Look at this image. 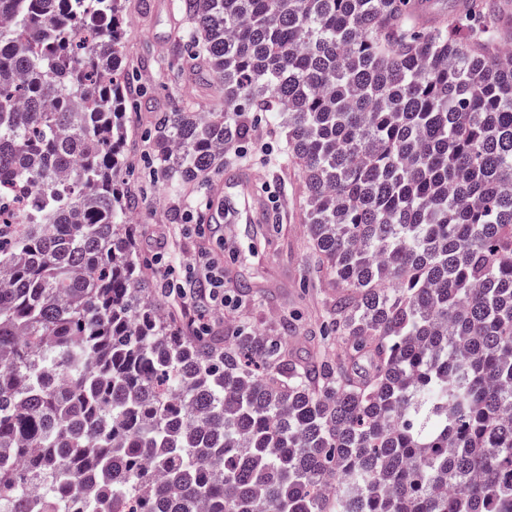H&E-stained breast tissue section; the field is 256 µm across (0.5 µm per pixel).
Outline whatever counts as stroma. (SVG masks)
Instances as JSON below:
<instances>
[{"label":"stroma","mask_w":512,"mask_h":512,"mask_svg":"<svg viewBox=\"0 0 512 512\" xmlns=\"http://www.w3.org/2000/svg\"><path fill=\"white\" fill-rule=\"evenodd\" d=\"M179 2L122 0L123 57L135 105L124 115L125 165L119 179L136 200L137 248L152 299L160 314L185 335H194L198 323L206 322L212 338L220 341L246 324L285 336L289 355L306 360L315 350L311 332L335 300L336 287L317 271L310 255L304 183L297 172L277 165L284 140L276 126L265 118L255 120L242 157L224 163L225 169L249 167L259 175L268 210L263 224L213 219L206 207V182L176 187L171 173L156 160L150 131L160 113L188 102L208 111L219 108L224 98L219 83L198 81L173 54L179 36L190 26ZM190 224L203 225V235L188 233ZM202 252L223 265L224 291L242 296V303L225 308L196 305L167 288L166 261L189 265ZM291 313L298 316L295 326L282 330L283 316Z\"/></svg>","instance_id":"1"}]
</instances>
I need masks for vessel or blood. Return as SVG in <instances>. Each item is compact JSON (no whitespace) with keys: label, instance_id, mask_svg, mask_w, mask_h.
<instances>
[{"label":"vessel or blood","instance_id":"1","mask_svg":"<svg viewBox=\"0 0 512 512\" xmlns=\"http://www.w3.org/2000/svg\"><path fill=\"white\" fill-rule=\"evenodd\" d=\"M206 203L221 208L228 222L234 224H255L265 219V204L257 190V178L249 169H238L229 177L212 181Z\"/></svg>","mask_w":512,"mask_h":512}]
</instances>
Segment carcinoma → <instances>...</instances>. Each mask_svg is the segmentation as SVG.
I'll use <instances>...</instances> for the list:
<instances>
[{
    "label": "carcinoma",
    "mask_w": 512,
    "mask_h": 512,
    "mask_svg": "<svg viewBox=\"0 0 512 512\" xmlns=\"http://www.w3.org/2000/svg\"><path fill=\"white\" fill-rule=\"evenodd\" d=\"M224 110L151 135L178 185L285 136L319 341L159 316L117 184L121 0H0V512H512V34L497 0H181ZM70 70L67 82L61 81Z\"/></svg>",
    "instance_id": "carcinoma-1"
}]
</instances>
